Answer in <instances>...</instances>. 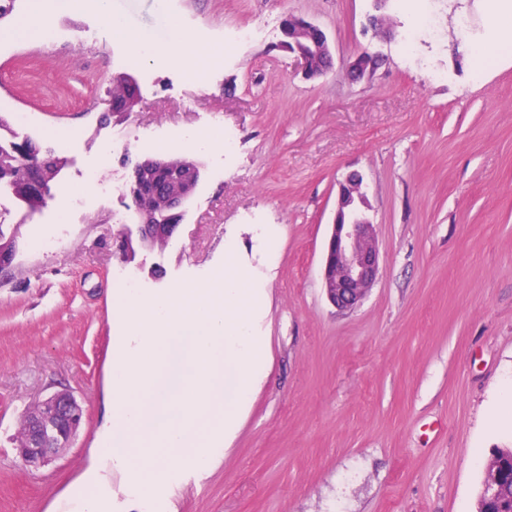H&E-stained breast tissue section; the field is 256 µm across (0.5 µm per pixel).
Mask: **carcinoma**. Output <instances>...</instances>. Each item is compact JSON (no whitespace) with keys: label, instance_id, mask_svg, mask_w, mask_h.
I'll return each instance as SVG.
<instances>
[{"label":"carcinoma","instance_id":"cac0c4a2","mask_svg":"<svg viewBox=\"0 0 512 512\" xmlns=\"http://www.w3.org/2000/svg\"><path fill=\"white\" fill-rule=\"evenodd\" d=\"M112 108L122 109L127 101L138 92L127 83V77L119 74L112 79ZM36 150L32 142L6 141L0 137V188H7L15 198L25 197V204L36 210L45 204L52 185L57 181L67 165V160L48 150L40 155V164L36 167L27 164L26 155ZM142 182L150 186L158 183L162 193L175 190L182 183V175L167 173L144 165L135 164ZM498 472L497 494L492 499L479 494V512H512V448L492 450Z\"/></svg>","mask_w":512,"mask_h":512}]
</instances>
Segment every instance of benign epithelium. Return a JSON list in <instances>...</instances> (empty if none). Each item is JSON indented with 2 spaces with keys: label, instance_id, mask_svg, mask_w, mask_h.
<instances>
[{
  "label": "benign epithelium",
  "instance_id": "1",
  "mask_svg": "<svg viewBox=\"0 0 512 512\" xmlns=\"http://www.w3.org/2000/svg\"><path fill=\"white\" fill-rule=\"evenodd\" d=\"M282 36L280 47L297 57L307 78H319L332 69L330 40L319 26L290 16L288 29ZM383 61L379 53L362 52L346 64V75L353 83L369 80ZM363 182L360 173L352 172L340 184L323 260V288L328 299L340 310L355 307L370 290L379 271L376 229L368 215ZM194 186L195 181L191 180L184 192L163 198L172 217L182 215ZM149 195L150 191L142 188L133 192L142 245L159 234L154 224V211L145 205ZM27 417V439L17 445L16 451L28 467L36 469L71 445L81 426L83 410L71 392L62 390L33 402Z\"/></svg>",
  "mask_w": 512,
  "mask_h": 512
}]
</instances>
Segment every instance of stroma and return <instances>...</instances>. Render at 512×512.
I'll return each instance as SVG.
<instances>
[{
	"label": "stroma",
	"instance_id": "35a3bbf8",
	"mask_svg": "<svg viewBox=\"0 0 512 512\" xmlns=\"http://www.w3.org/2000/svg\"><path fill=\"white\" fill-rule=\"evenodd\" d=\"M131 30L181 31L199 61L133 59L88 0H18L0 21V115L32 123L0 132L41 150L70 146L46 206L0 191V228L15 243L0 278V512H73L71 486L91 464L108 414L114 289L190 288L234 253L267 291L266 379L218 468L160 487L151 512H477L482 468L512 448V53L474 78V42L496 44L486 0H112ZM430 26L400 51L418 15ZM294 15L324 28L332 69L304 78L280 48ZM470 21L462 37L460 17ZM43 21L57 40L18 36ZM258 46L225 55L243 25ZM368 51L387 63L350 83ZM119 73L135 77V112L100 122ZM240 133L237 150L193 151L201 179L168 245L112 252L137 236L126 158L156 155L210 117ZM132 142L113 146L116 132ZM120 182L100 194L83 173ZM362 174L379 275L342 312L321 266L340 183ZM123 212L125 221L113 223ZM59 243L35 249L47 235ZM69 389L83 406L72 448L37 469L14 452L35 399Z\"/></svg>",
	"mask_w": 512,
	"mask_h": 512
}]
</instances>
